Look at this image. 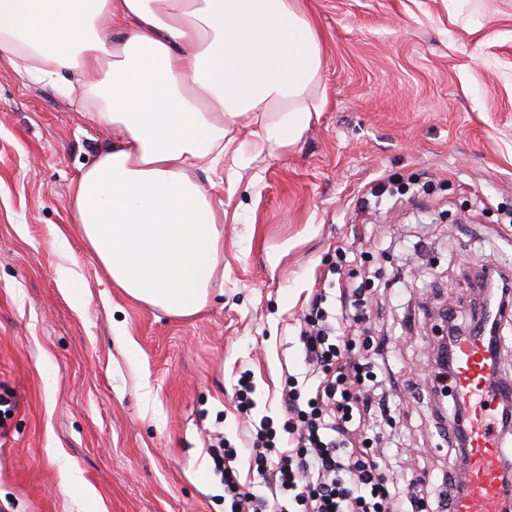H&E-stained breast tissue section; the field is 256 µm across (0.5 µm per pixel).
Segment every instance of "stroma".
<instances>
[{
  "mask_svg": "<svg viewBox=\"0 0 512 512\" xmlns=\"http://www.w3.org/2000/svg\"><path fill=\"white\" fill-rule=\"evenodd\" d=\"M298 4L321 37L326 106L296 145L260 153L248 113L193 170L219 205L224 275L192 318L113 288L66 205L108 135L77 89L0 54V512H230L222 438L242 491L267 494L252 426L269 419L292 450L281 393L305 371L303 316L317 290L353 284L374 296L353 337L385 366L393 419L365 435L386 474L432 495L457 468L435 328L440 307L469 311L466 274L512 261V0ZM407 181L416 197L360 208Z\"/></svg>",
  "mask_w": 512,
  "mask_h": 512,
  "instance_id": "stroma-1",
  "label": "stroma"
}]
</instances>
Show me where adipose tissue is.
<instances>
[{"instance_id": "adipose-tissue-1", "label": "adipose tissue", "mask_w": 512, "mask_h": 512, "mask_svg": "<svg viewBox=\"0 0 512 512\" xmlns=\"http://www.w3.org/2000/svg\"><path fill=\"white\" fill-rule=\"evenodd\" d=\"M0 52L73 78L111 132L72 184V219L115 287L175 317L206 307L224 246L191 170L223 156L247 113L263 116L256 148L286 149L325 104L321 42L296 0H0Z\"/></svg>"}]
</instances>
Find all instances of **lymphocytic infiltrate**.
<instances>
[{"mask_svg": "<svg viewBox=\"0 0 512 512\" xmlns=\"http://www.w3.org/2000/svg\"><path fill=\"white\" fill-rule=\"evenodd\" d=\"M360 289L343 292L338 304L313 299L300 333L304 361L319 383L303 398L298 380L283 393L284 408L296 414L295 453L275 455L276 433L260 423L251 450V466L275 483L300 512H424L419 487L389 486L373 449L355 445L354 426L364 425L373 408L370 393L379 385L378 362L356 353L348 329L365 314Z\"/></svg>", "mask_w": 512, "mask_h": 512, "instance_id": "f902f5d3", "label": "lymphocytic infiltrate"}]
</instances>
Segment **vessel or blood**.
Segmentation results:
<instances>
[{
    "mask_svg": "<svg viewBox=\"0 0 512 512\" xmlns=\"http://www.w3.org/2000/svg\"><path fill=\"white\" fill-rule=\"evenodd\" d=\"M451 394L470 414V453L466 493L454 512H502V482L497 460L503 453L494 410L503 396L499 376L489 366V352L479 332L461 339L449 361Z\"/></svg>",
    "mask_w": 512,
    "mask_h": 512,
    "instance_id": "vessel-or-blood-1",
    "label": "vessel or blood"
}]
</instances>
